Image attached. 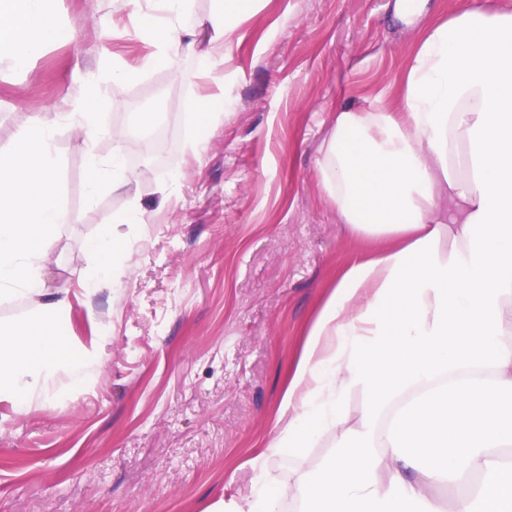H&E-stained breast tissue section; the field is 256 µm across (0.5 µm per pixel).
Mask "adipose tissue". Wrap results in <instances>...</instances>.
<instances>
[{"mask_svg":"<svg viewBox=\"0 0 512 512\" xmlns=\"http://www.w3.org/2000/svg\"><path fill=\"white\" fill-rule=\"evenodd\" d=\"M113 30L151 47L138 65L105 55L79 75L62 111L33 113L0 150V298L23 295L29 313L0 323V402L28 407L60 369L77 381L102 363L60 329L68 292L42 269L67 220L52 141L59 124L84 138L88 201L132 182L126 158L137 127L103 122L107 83L154 69L215 76L232 48L236 16L254 0H122ZM57 0H0V70L21 71L63 37ZM113 142L110 156L94 142ZM316 173L347 233L374 254L346 267L293 366L277 430L253 467L282 451L335 439L334 453L289 486L298 512H512V12L473 6L427 26L397 106L345 105L316 158ZM142 219L138 200L102 224L87 291L109 284L124 244L117 224ZM360 391L357 421L345 399ZM473 480L446 500L438 487Z\"/></svg>","mask_w":512,"mask_h":512,"instance_id":"ef3b65f1","label":"adipose tissue"}]
</instances>
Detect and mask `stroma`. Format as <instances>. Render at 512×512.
<instances>
[{"label":"stroma","mask_w":512,"mask_h":512,"mask_svg":"<svg viewBox=\"0 0 512 512\" xmlns=\"http://www.w3.org/2000/svg\"><path fill=\"white\" fill-rule=\"evenodd\" d=\"M406 24L395 0H258L235 20L223 86L165 69L106 85L107 124L151 111L166 119L167 155L127 158L144 215L114 230L125 251L112 286L84 288L90 248L127 198L85 193L83 136L54 137L68 220L45 269L65 288L72 344L99 337L104 359L84 385L60 383L25 414L0 402V512H211L256 489L280 494L332 453L325 437L252 459L275 432L288 372L340 271L371 249L352 238L315 173L336 111L391 103L427 23L471 0H425ZM115 0H61L70 38L29 67L0 74V148L31 113L62 107L80 66L109 51L138 62L150 51L112 30ZM220 97L214 122L190 124L179 103Z\"/></svg>","instance_id":"stroma-1"}]
</instances>
